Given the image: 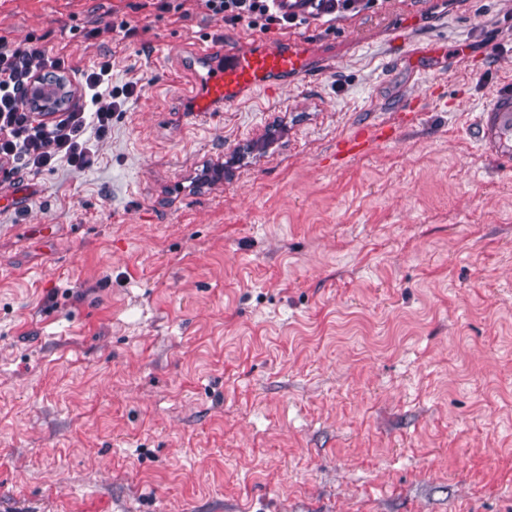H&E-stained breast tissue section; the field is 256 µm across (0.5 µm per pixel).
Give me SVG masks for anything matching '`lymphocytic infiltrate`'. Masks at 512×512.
Returning <instances> with one entry per match:
<instances>
[{
	"label": "lymphocytic infiltrate",
	"instance_id": "f902f5d3",
	"mask_svg": "<svg viewBox=\"0 0 512 512\" xmlns=\"http://www.w3.org/2000/svg\"><path fill=\"white\" fill-rule=\"evenodd\" d=\"M209 11L223 15L225 24H241L267 33H287L306 24L296 11H282L275 0H204ZM67 69L66 60L50 55L45 46L15 45L0 35V171L33 172L66 163L76 170L91 167L96 159L93 138L105 136L122 99L138 95L137 82L114 91L105 60L79 73L80 91L67 104L47 109L34 97Z\"/></svg>",
	"mask_w": 512,
	"mask_h": 512
}]
</instances>
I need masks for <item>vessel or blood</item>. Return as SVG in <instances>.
<instances>
[{
    "mask_svg": "<svg viewBox=\"0 0 512 512\" xmlns=\"http://www.w3.org/2000/svg\"><path fill=\"white\" fill-rule=\"evenodd\" d=\"M198 81L190 96L198 111L209 112L218 104L238 100L246 92L276 86L298 77L312 78L313 67L307 49L297 41L273 45L252 43L242 48H227L214 54L211 47H200L193 57ZM390 132L378 128L372 133L357 132L336 146L338 159L363 155L370 139L389 138ZM476 137L497 167L512 169V84L500 86L491 105L477 119Z\"/></svg>",
    "mask_w": 512,
    "mask_h": 512,
    "instance_id": "1",
    "label": "vessel or blood"
}]
</instances>
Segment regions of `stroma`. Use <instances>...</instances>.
<instances>
[{"instance_id": "1", "label": "stroma", "mask_w": 512, "mask_h": 512, "mask_svg": "<svg viewBox=\"0 0 512 512\" xmlns=\"http://www.w3.org/2000/svg\"><path fill=\"white\" fill-rule=\"evenodd\" d=\"M135 2L0 0L66 81L143 84L94 167L0 179V512H512V171L475 133L512 0L293 29L316 77L219 121L198 44L281 34ZM390 134V130L382 127L368 134L364 131L357 132L338 142L336 145V157L340 160H346L361 156L367 151L370 138L386 139L390 137Z\"/></svg>"}]
</instances>
